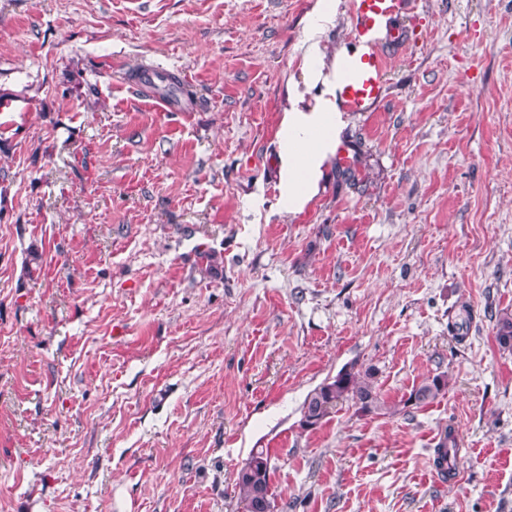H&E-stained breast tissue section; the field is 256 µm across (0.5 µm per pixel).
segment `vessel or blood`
Here are the masks:
<instances>
[{
  "instance_id": "b4317fda",
  "label": "vessel or blood",
  "mask_w": 512,
  "mask_h": 512,
  "mask_svg": "<svg viewBox=\"0 0 512 512\" xmlns=\"http://www.w3.org/2000/svg\"><path fill=\"white\" fill-rule=\"evenodd\" d=\"M407 0H354L353 20L359 37L372 39L379 23L400 14ZM389 59L369 50L350 55L336 76L338 96L348 112L369 111L381 98Z\"/></svg>"
}]
</instances>
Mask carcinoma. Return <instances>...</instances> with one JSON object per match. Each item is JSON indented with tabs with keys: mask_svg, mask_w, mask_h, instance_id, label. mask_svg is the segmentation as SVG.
<instances>
[{
	"mask_svg": "<svg viewBox=\"0 0 512 512\" xmlns=\"http://www.w3.org/2000/svg\"><path fill=\"white\" fill-rule=\"evenodd\" d=\"M153 89L184 102H193L194 92L175 76H169ZM496 341L503 349L512 350V313L499 315L496 324ZM371 369L364 371L355 366L344 367L333 378L316 387L306 397L301 409V426L312 428L320 424L338 404L349 401L359 415H391L395 408L388 405L374 385ZM448 378L438 374L422 381L414 387L404 400V406L424 408L433 404L445 394ZM436 462L446 468V474L455 469L458 448L452 429L444 431L435 448ZM271 456L264 448H254L246 459V466L238 470L236 486L239 491V504L243 512H253L254 507L266 502L276 501L271 484Z\"/></svg>",
	"mask_w": 512,
	"mask_h": 512,
	"instance_id": "1",
	"label": "carcinoma"
}]
</instances>
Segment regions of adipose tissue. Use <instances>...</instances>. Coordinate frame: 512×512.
Returning <instances> with one entry per match:
<instances>
[{
    "instance_id": "1",
    "label": "adipose tissue",
    "mask_w": 512,
    "mask_h": 512,
    "mask_svg": "<svg viewBox=\"0 0 512 512\" xmlns=\"http://www.w3.org/2000/svg\"><path fill=\"white\" fill-rule=\"evenodd\" d=\"M325 90L313 107H291L281 122L285 178L282 197L289 211L304 209L320 190L322 168L335 154L346 126L336 98V76L324 79Z\"/></svg>"
}]
</instances>
